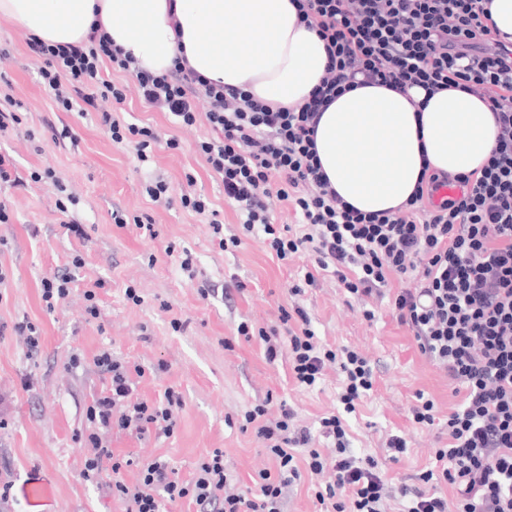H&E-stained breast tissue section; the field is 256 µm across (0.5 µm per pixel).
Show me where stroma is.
<instances>
[{"mask_svg":"<svg viewBox=\"0 0 512 512\" xmlns=\"http://www.w3.org/2000/svg\"><path fill=\"white\" fill-rule=\"evenodd\" d=\"M0 45L13 56L0 76V101L11 97L20 104L19 123L0 130V154L12 161L16 179L0 183V204L9 215L0 223V487L10 488L0 512H32L20 487L35 477L52 486L47 512H122L111 488L82 476L95 433L115 454L169 460L184 479L221 449L239 489H250L255 471L276 466L253 430L243 427L245 413L263 402L273 411L287 403L295 424L314 433L313 446L323 453L328 442L318 434L319 421L339 415L357 460L375 458L394 482L416 485L433 468L435 449L448 442V414L459 398L393 311L384 305L374 320L363 319L348 309L343 286L329 275L304 295H292L312 270V255L280 261L252 239L225 251L213 243L208 217L180 204L184 193L205 196L219 211L225 235L241 231L220 180L196 150L211 134L205 118L178 127L128 91L114 119L148 128L158 139L152 161L141 164L133 141L114 143L98 113L56 109L36 80L25 36L2 20ZM171 138L179 148L167 147ZM47 170L74 198L66 211L56 206L52 181L32 178ZM158 178L168 183L170 202L146 195V183ZM116 210L125 223H114ZM140 218L150 230L138 228ZM186 251L194 258L189 273L179 267ZM62 276L73 279L70 293L47 307L42 282ZM203 286L210 296L200 294ZM129 288L135 299L126 296ZM90 293L99 309L94 318L85 314ZM297 306L307 312L318 346L349 347L370 359L375 383L354 412L339 401L338 365H328L316 387H301L287 355L268 361L259 337L236 332L243 321L275 325L280 309ZM26 324L37 331V349L20 331ZM105 349L144 368L139 398L155 400L168 389L180 395L171 434L99 433L89 408L106 385L95 364ZM423 399L434 403L433 424L413 419ZM394 435L408 446L396 461L385 448ZM330 480L302 473L284 490V512H319L314 491Z\"/></svg>","mask_w":512,"mask_h":512,"instance_id":"35a3bbf8","label":"stroma"}]
</instances>
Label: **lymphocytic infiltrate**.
<instances>
[{
	"instance_id": "obj_1",
	"label": "lymphocytic infiltrate",
	"mask_w": 512,
	"mask_h": 512,
	"mask_svg": "<svg viewBox=\"0 0 512 512\" xmlns=\"http://www.w3.org/2000/svg\"><path fill=\"white\" fill-rule=\"evenodd\" d=\"M295 6L301 23L323 41L327 65L319 85L292 108L275 109L242 89L208 80L182 56L163 74L143 68L97 24L84 43L30 38L26 44L39 64L38 83L65 111L99 99L123 103L131 82L147 104L180 125L205 116L215 136L197 150L220 176L224 197L240 217V235L225 236L207 198L184 194L180 203L209 216L219 248L239 245L246 235L281 260L312 253L319 270L337 277L368 320L375 316L369 302L386 297L391 276L404 277L407 287L390 298L397 319L461 397L448 415V445L435 450V470L423 475L422 486H397L375 459L361 463L348 455L338 417L320 421L335 450L325 456L312 448L310 429L294 426L290 407L272 418L260 404L246 412L245 422L277 468L258 471L257 494L237 491L222 450L201 459L193 478L183 481L168 461L136 464L115 457L96 435L83 476L110 477L126 512H163L164 502L184 499L196 512H282L283 491L301 472L327 470L334 480L315 497L334 512H384L385 500L396 496L411 498L408 512H512V39L494 33L489 0H295ZM106 61L122 74L121 82L101 80ZM96 82L99 95L85 93ZM368 85L416 86L430 94L454 87L487 98L497 133L485 165L470 174L430 176L397 212L354 209L324 175L315 132L337 94ZM201 100L209 105L203 114L197 111ZM445 184L459 187V194L435 202ZM286 207L294 210L302 233L278 223ZM294 316L301 322L296 329L289 325ZM280 321L281 328L256 333L243 322L237 333L258 334L268 359L287 353L302 386H315L327 364L338 365L345 376L340 402L353 411L373 387L369 360L349 348L318 349L304 310L282 313ZM96 364L110 388L91 407L92 420L140 436L152 429L172 432V391L160 402L133 399L131 365L107 350ZM301 448L306 455L300 460ZM132 465L140 469L134 490L120 478ZM434 479L452 485L455 498L427 491Z\"/></svg>"
}]
</instances>
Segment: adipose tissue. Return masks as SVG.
I'll use <instances>...</instances> for the list:
<instances>
[{"label": "adipose tissue", "mask_w": 512, "mask_h": 512, "mask_svg": "<svg viewBox=\"0 0 512 512\" xmlns=\"http://www.w3.org/2000/svg\"><path fill=\"white\" fill-rule=\"evenodd\" d=\"M0 18L49 43L81 42L98 22L144 68L166 72L182 53L207 78L288 107L320 83L327 62L292 0H0ZM495 136L486 101L467 91L364 86L323 112L315 145L336 192L376 213L408 201L423 171L479 170Z\"/></svg>", "instance_id": "obj_1"}]
</instances>
